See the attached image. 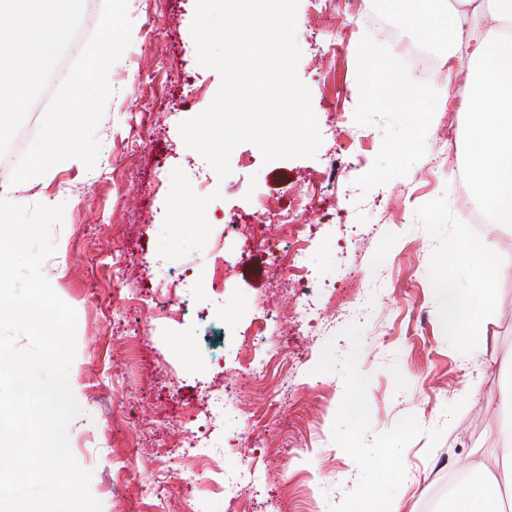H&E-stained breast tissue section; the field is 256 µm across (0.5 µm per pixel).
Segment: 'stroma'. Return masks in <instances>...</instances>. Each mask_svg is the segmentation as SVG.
<instances>
[{"mask_svg":"<svg viewBox=\"0 0 512 512\" xmlns=\"http://www.w3.org/2000/svg\"><path fill=\"white\" fill-rule=\"evenodd\" d=\"M376 4L390 0H299L297 74L322 142L270 163L241 144L221 179L179 133L221 82L197 61L196 0H129L94 168L62 163L25 193L64 208L42 272L77 313L70 446L102 512H389L398 498L442 512L449 474L501 447L512 274L484 333L443 322L444 282L468 281L450 248L488 241L512 271V228L490 223L460 164L471 76L393 6L437 56L430 74L412 64ZM102 5L70 21L53 63L75 61ZM48 105L41 83L16 101L0 151ZM180 192L194 203L176 210ZM293 227L304 267L288 279Z\"/></svg>","mask_w":512,"mask_h":512,"instance_id":"obj_1","label":"stroma"}]
</instances>
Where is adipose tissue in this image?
<instances>
[{
	"mask_svg": "<svg viewBox=\"0 0 512 512\" xmlns=\"http://www.w3.org/2000/svg\"><path fill=\"white\" fill-rule=\"evenodd\" d=\"M414 9L429 35L448 44L450 66L468 70L473 92L466 108L469 150L464 167L477 200L495 224H512V0H414ZM85 0H0V20L8 36L0 45V99L21 98L30 80L46 67L70 18ZM492 245L464 241L451 255L467 269L465 293L448 291L445 324L449 335L468 328L483 331L495 301V282L505 267L493 264ZM478 477L455 482L448 512H503L501 481L512 483V461L496 458L494 466L478 464Z\"/></svg>",
	"mask_w": 512,
	"mask_h": 512,
	"instance_id": "1",
	"label": "adipose tissue"
}]
</instances>
